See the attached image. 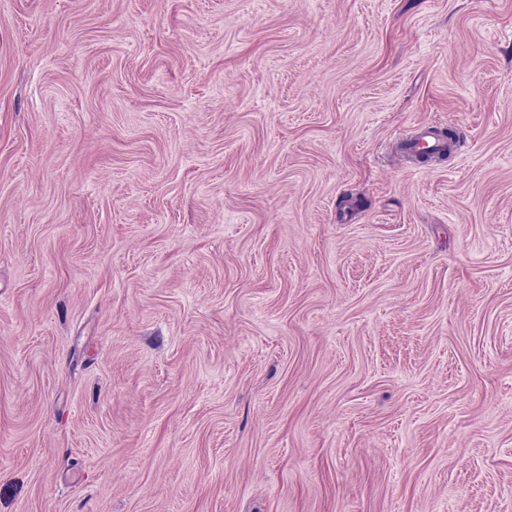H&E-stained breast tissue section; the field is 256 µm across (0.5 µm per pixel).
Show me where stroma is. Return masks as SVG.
Returning a JSON list of instances; mask_svg holds the SVG:
<instances>
[{"instance_id": "obj_1", "label": "stroma", "mask_w": 512, "mask_h": 512, "mask_svg": "<svg viewBox=\"0 0 512 512\" xmlns=\"http://www.w3.org/2000/svg\"><path fill=\"white\" fill-rule=\"evenodd\" d=\"M0 512H512V0H0ZM401 144L403 149L393 154V163L397 166H404L414 155L437 154L446 145L436 128L426 123L418 124L412 135L402 138Z\"/></svg>"}]
</instances>
